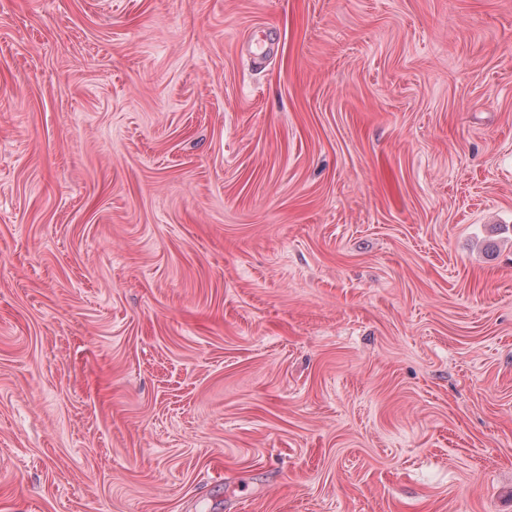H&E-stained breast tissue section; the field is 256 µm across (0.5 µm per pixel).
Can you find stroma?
<instances>
[{"label":"stroma","instance_id":"35a3bbf8","mask_svg":"<svg viewBox=\"0 0 512 512\" xmlns=\"http://www.w3.org/2000/svg\"><path fill=\"white\" fill-rule=\"evenodd\" d=\"M0 512H512V0H0Z\"/></svg>","mask_w":512,"mask_h":512}]
</instances>
